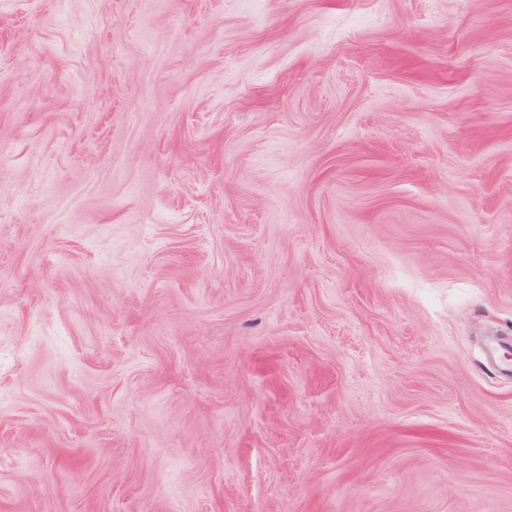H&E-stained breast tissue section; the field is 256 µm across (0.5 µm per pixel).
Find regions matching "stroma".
I'll return each instance as SVG.
<instances>
[{"mask_svg": "<svg viewBox=\"0 0 512 512\" xmlns=\"http://www.w3.org/2000/svg\"><path fill=\"white\" fill-rule=\"evenodd\" d=\"M512 0H0V512H512Z\"/></svg>", "mask_w": 512, "mask_h": 512, "instance_id": "35a3bbf8", "label": "stroma"}]
</instances>
